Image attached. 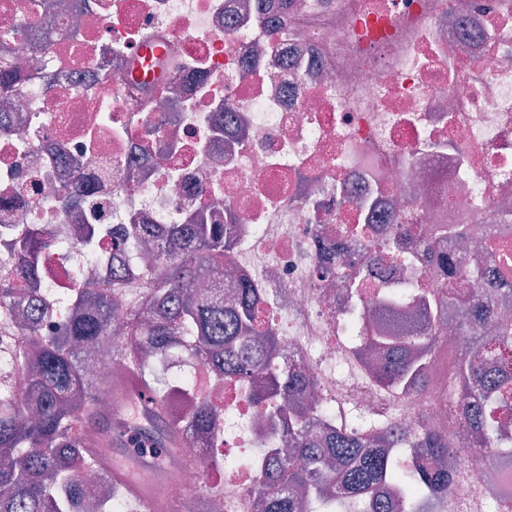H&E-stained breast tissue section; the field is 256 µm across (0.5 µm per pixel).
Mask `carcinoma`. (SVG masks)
<instances>
[{"mask_svg": "<svg viewBox=\"0 0 512 512\" xmlns=\"http://www.w3.org/2000/svg\"><path fill=\"white\" fill-rule=\"evenodd\" d=\"M12 61L0 59V96L9 100L15 91L3 74ZM230 229L218 224H174L167 237L152 239L148 225L130 224L119 234L121 247L143 252L146 264L156 261L159 275L141 268L129 278L112 270L114 292L120 301L104 294L74 290L58 297L73 309L72 315L49 336H30L24 346L14 347L17 328L33 329L35 313L10 303L18 283L32 273L39 245L33 234H19L16 269L0 275V349L13 368L28 373L36 408L27 417L15 399L6 374L0 375V512H117L126 508L127 496L112 483L95 487L81 480L92 468H100L94 449L76 428L80 418L94 417L100 436L111 439L112 411L103 410L101 392L112 398L85 373L92 352L101 345L114 357L128 358L153 401L160 408L171 442L180 450L191 447L194 428L214 431L216 412L207 401L196 403L182 418L169 415L159 380L146 366V347L162 349L180 334L192 336L199 351L223 374L248 369L262 383L280 385L283 397L273 406L288 425L286 455H278L271 473L263 480L257 499L261 512H296L303 507L299 496L309 494L342 512L343 502L363 500L371 512H422L425 497L445 499L454 469L448 454L453 452L448 435L423 428L408 438L394 429L378 426L369 439L328 424V411L316 402L304 400L308 380L301 371L275 366V337L260 329L253 310L252 288L243 284L229 303L210 301L196 284L224 265L227 248L224 237ZM487 286H452L424 297L417 314L402 318L391 309L379 313L387 333L372 336L364 350L380 355L378 381L391 392L405 395L428 372L433 360L439 326L444 320L468 333L458 362L460 384L452 385L448 404L469 429L472 445L484 448V467L490 471L505 460L489 452L496 439L508 431L504 414L512 409V370L493 373L484 363L500 348L512 344V325L496 321ZM489 325V335H477L476 326ZM413 448V456L401 458L391 449Z\"/></svg>", "mask_w": 512, "mask_h": 512, "instance_id": "carcinoma-1", "label": "carcinoma"}]
</instances>
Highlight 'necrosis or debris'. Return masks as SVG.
<instances>
[{
    "instance_id": "1",
    "label": "necrosis or debris",
    "mask_w": 512,
    "mask_h": 512,
    "mask_svg": "<svg viewBox=\"0 0 512 512\" xmlns=\"http://www.w3.org/2000/svg\"><path fill=\"white\" fill-rule=\"evenodd\" d=\"M0 0V56L19 87L0 132V269L14 227L42 241L38 278L58 292L112 286L111 264L72 275L89 244L72 226L161 231L204 211L235 227L230 268L206 293L254 288L281 359L356 432L382 415L453 435L468 467L448 512H512V467L485 482L483 451L448 410L464 338L447 332L422 392L392 396L364 370L357 337L374 310L404 313L462 281L512 289V0ZM152 36L169 81L129 82ZM408 225L398 235L396 225ZM463 224L467 249L447 228ZM400 246L385 247L391 237ZM360 279L361 287L347 281ZM151 369L171 412L207 399L224 433L188 449L183 505L223 488L215 512H256L255 487L286 429L264 418L252 377H217L184 342Z\"/></svg>"
}]
</instances>
